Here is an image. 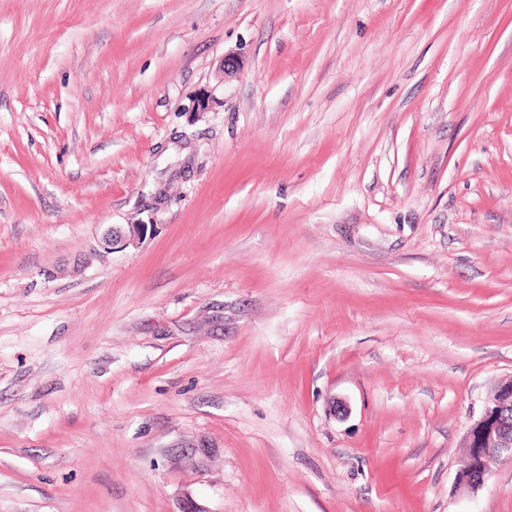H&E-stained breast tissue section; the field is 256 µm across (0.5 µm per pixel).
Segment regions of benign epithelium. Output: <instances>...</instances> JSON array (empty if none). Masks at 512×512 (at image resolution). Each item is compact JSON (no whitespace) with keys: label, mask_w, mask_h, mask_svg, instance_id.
Returning <instances> with one entry per match:
<instances>
[{"label":"benign epithelium","mask_w":512,"mask_h":512,"mask_svg":"<svg viewBox=\"0 0 512 512\" xmlns=\"http://www.w3.org/2000/svg\"><path fill=\"white\" fill-rule=\"evenodd\" d=\"M146 224L110 228L101 237V248L111 251L144 236ZM467 462L457 474V484L468 490L482 487L488 475V463L500 457L512 458V375L501 379L488 393L482 415L465 436Z\"/></svg>","instance_id":"1"}]
</instances>
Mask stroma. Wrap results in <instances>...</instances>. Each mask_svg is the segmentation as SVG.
Here are the masks:
<instances>
[{"label": "stroma", "mask_w": 512, "mask_h": 512, "mask_svg": "<svg viewBox=\"0 0 512 512\" xmlns=\"http://www.w3.org/2000/svg\"><path fill=\"white\" fill-rule=\"evenodd\" d=\"M510 375L512 0H0V512H512ZM147 225L127 224V228H110L101 237L99 244L107 251L118 249L146 235ZM465 448L467 462L457 474V484L472 491L484 485L491 460L512 458V375L488 393L482 415L466 433Z\"/></svg>", "instance_id": "1"}]
</instances>
